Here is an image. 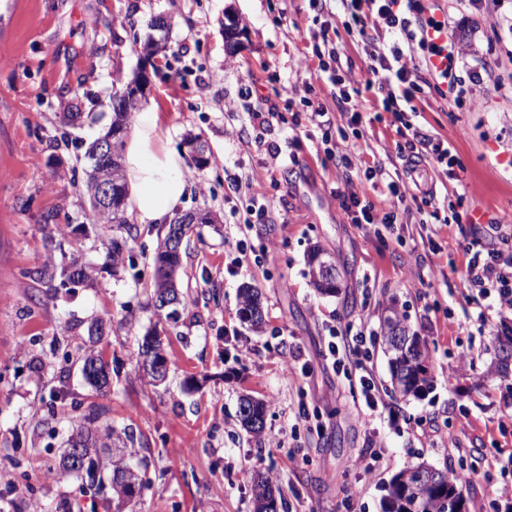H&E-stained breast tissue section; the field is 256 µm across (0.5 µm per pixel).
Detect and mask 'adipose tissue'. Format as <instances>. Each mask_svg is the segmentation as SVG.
<instances>
[{"instance_id": "obj_1", "label": "adipose tissue", "mask_w": 512, "mask_h": 512, "mask_svg": "<svg viewBox=\"0 0 512 512\" xmlns=\"http://www.w3.org/2000/svg\"><path fill=\"white\" fill-rule=\"evenodd\" d=\"M124 175L129 210L139 223H164L182 206L188 191L183 159L159 112L135 114L124 147Z\"/></svg>"}]
</instances>
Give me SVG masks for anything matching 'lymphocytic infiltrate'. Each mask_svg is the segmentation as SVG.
<instances>
[{"label": "lymphocytic infiltrate", "instance_id": "lymphocytic-infiltrate-1", "mask_svg": "<svg viewBox=\"0 0 512 512\" xmlns=\"http://www.w3.org/2000/svg\"><path fill=\"white\" fill-rule=\"evenodd\" d=\"M419 0H341L345 12L356 27L364 43L369 65L360 76H353L344 69L335 48L314 50L319 71L327 74L336 88V112H329L315 103L310 86L293 88L309 108L310 121L317 127H330L335 114L349 115L351 122L362 120L360 113L363 91H374L383 111L394 120H402L405 112L412 110L416 93L427 78L446 84L457 103H464L470 88L460 74V50L448 30V22L435 16L420 17ZM401 36L402 44L381 46L382 32ZM415 44L419 55L405 54L403 44ZM374 167H366V187L337 191L336 197L342 210L353 223L368 224L374 229L393 232L398 209L414 192L410 182L401 176H388L384 185H377ZM384 188L386 208H376L369 194ZM464 277L469 287L478 289L485 297L500 305L512 308V246L501 248L494 244L474 242L464 246ZM377 340L376 334L363 326L347 332L340 342H329L327 359L334 369L351 379V390L359 400V415L363 424L373 421L387 409L379 386L369 372L367 362L370 349Z\"/></svg>", "mask_w": 512, "mask_h": 512}]
</instances>
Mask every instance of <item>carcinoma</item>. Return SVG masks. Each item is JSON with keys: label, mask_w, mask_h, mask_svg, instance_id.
Segmentation results:
<instances>
[{"label": "carcinoma", "mask_w": 512, "mask_h": 512, "mask_svg": "<svg viewBox=\"0 0 512 512\" xmlns=\"http://www.w3.org/2000/svg\"><path fill=\"white\" fill-rule=\"evenodd\" d=\"M98 142H93L87 149V157L92 161V170L87 183L90 197H95L96 183L117 182L119 189H124L123 169L121 163L112 165L98 164L94 153ZM173 225H168L165 234L158 238L155 261L158 263L154 277V292L166 288L173 297H178L176 283L171 280L169 271L159 267L168 255V245ZM85 267L73 263L69 266L56 268L51 258L47 257L42 265L34 271V280L40 284L52 285L55 279H60V286L80 284L88 279ZM261 291L255 285H245L240 289V316L254 326L263 321L261 313ZM387 332L383 336L386 351L391 355L390 365L394 397L406 399L418 397L430 388L432 376L426 365L428 351L420 337L412 331L406 319L392 309L385 318ZM399 329L402 338L399 345L391 342L394 329ZM498 362L495 372L499 375L507 373L508 361L512 359V337L498 341ZM153 352L155 358L166 359L163 341L155 331L143 337L137 357L147 352ZM97 361L100 369L83 372L87 383L100 392L110 386V380L104 376L108 363L102 355L89 350L83 362ZM99 413L93 411L80 418L68 412L62 419L69 422L72 428L70 442H79L85 448L86 459L80 465L71 462L68 455H63L60 461V473L75 475L81 479L82 485L90 490L102 488V474H112L111 491L113 512H124L125 505L133 495L146 485V474L130 466L121 453L113 449L114 440L123 437L130 438L128 432L118 433L108 426L102 430L94 427ZM239 418L241 426L250 434H262L265 426V405L259 400L245 396L240 401ZM456 500L466 505L461 486L450 476L448 470L437 469L426 462L396 474L387 486L382 512H448L446 503ZM253 506L254 512H277L275 487L271 478L258 473L253 477Z\"/></svg>", "instance_id": "cac0c4a2"}]
</instances>
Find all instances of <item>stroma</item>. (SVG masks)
<instances>
[{"mask_svg": "<svg viewBox=\"0 0 512 512\" xmlns=\"http://www.w3.org/2000/svg\"><path fill=\"white\" fill-rule=\"evenodd\" d=\"M420 5L423 15L447 19L471 92L457 107L424 86L406 115L456 156L452 175L426 160L416 178L459 220L431 222L406 202L401 246L350 222L332 191L358 180V171L344 173L318 151L321 132L309 120L291 124L294 86L313 85L317 102L336 109V89L312 57L321 37L335 42L353 71L368 63L338 0L319 11L310 0H0V472L10 477L0 481V512H68L78 499L105 512L75 476L56 470L67 432L50 415L54 389L79 414L97 407L132 435L131 462L145 467L149 483L125 512H253L259 472L280 489L278 512H345L350 495L357 512H382L392 477L423 461L474 465L480 475L463 489L469 512H512V371L484 376L497 332L512 329V309L469 300L461 266L463 246L490 240L494 225L512 226V0H483L476 9L464 0ZM159 16L169 47L148 66L129 45L145 41ZM229 17L243 29L232 49L224 40ZM143 68L152 83L143 106L161 112L186 154L190 193L182 210L216 218L215 227L183 240V300L177 321L164 326L168 377L158 386L137 366L138 346L156 321L157 234L130 214L95 226L84 190L85 152L111 123L112 94ZM202 78L208 91L198 88ZM247 90L282 121L250 128L236 106ZM71 101L83 112L76 125L63 119ZM362 104V163L393 173L401 164L397 127L372 93ZM194 135L210 160L203 169L186 149ZM272 145L297 154V163L269 171ZM228 171L241 180L239 194L228 193ZM258 178L277 182L268 191L269 223L250 232L265 254L259 264L244 258L231 274L228 244L241 236L245 187ZM52 210L62 226L54 234L42 226ZM115 239L135 251L136 269L107 261ZM314 247L336 268L335 295L313 285ZM48 252L57 264L88 268L90 282L48 298L30 277ZM245 282L263 294L256 329L239 316ZM392 308L425 341L433 383L420 397L394 400L388 357L376 344L370 369L392 413L376 423L383 460L367 474L353 463L370 451L368 430L348 380L324 353L330 326L360 322L381 335ZM98 319L106 326L98 346L111 366L102 394L81 374L87 327ZM243 394L267 404L262 435L238 423ZM302 401L319 413L321 434L299 419Z\"/></svg>", "mask_w": 512, "mask_h": 512, "instance_id": "35a3bbf8", "label": "stroma"}]
</instances>
